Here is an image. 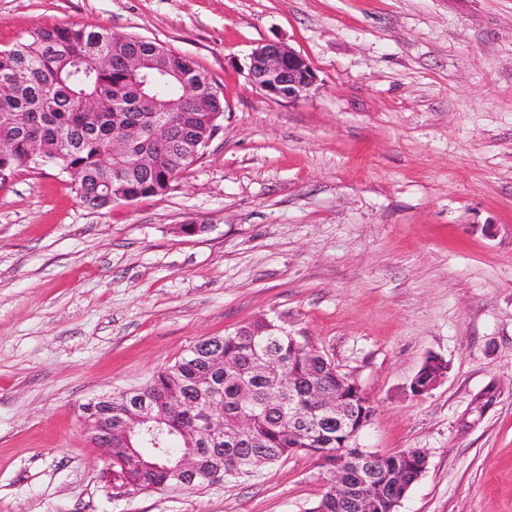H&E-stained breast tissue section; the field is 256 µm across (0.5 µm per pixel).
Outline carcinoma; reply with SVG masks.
I'll use <instances>...</instances> for the list:
<instances>
[{
	"label": "carcinoma",
	"mask_w": 512,
	"mask_h": 512,
	"mask_svg": "<svg viewBox=\"0 0 512 512\" xmlns=\"http://www.w3.org/2000/svg\"><path fill=\"white\" fill-rule=\"evenodd\" d=\"M152 41L139 37H117L101 27L38 28L24 40L0 50V139L14 142L15 152L0 160L11 175L32 167L25 145L38 139L56 148L46 164L63 173L78 175L75 185L84 204L101 208L108 204L100 196L103 189L137 197L161 195L172 178L174 153L193 128L204 130L205 112L224 111V99L214 101L209 78L195 62L178 57L153 54ZM148 55L142 75L135 78L126 69L128 55ZM99 55L110 57L104 69L78 70L74 60L93 61ZM156 99V111L173 117V140L155 145L146 135L149 112L141 98ZM98 103L97 114L90 116L83 100ZM143 115L136 139L137 148L155 155L149 172L127 169L120 181L112 182V137H130L121 114ZM291 374L294 386L283 388L278 378ZM319 383L336 386L335 365L305 337H292L273 319L259 317L223 336L196 343L174 364L158 371L147 382L159 400L175 399L182 409L170 422L153 434L146 433L133 447L149 468L141 471L132 461L126 444L112 443V481L117 487L129 485H165L177 482L168 470L171 460L185 448L196 447L193 438L179 428L194 425L207 428L212 419L221 421L224 436L207 446L198 476L189 479L186 489L207 485V476L215 471L223 479H244L297 453L318 452L337 456L343 468L354 466L352 456L358 449L336 437V425L312 412L309 391ZM252 415L249 431H239L238 419ZM299 414L308 415L313 437L310 441L293 438L288 429ZM136 415L134 399L118 391L112 394V425ZM389 472L406 473L408 480L418 478L427 465L422 448H405L387 455ZM336 473L328 474V487L311 512H336L330 484Z\"/></svg>",
	"instance_id": "carcinoma-1"
}]
</instances>
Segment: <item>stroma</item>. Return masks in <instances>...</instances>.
<instances>
[{
  "instance_id": "35a3bbf8",
  "label": "stroma",
  "mask_w": 512,
  "mask_h": 512,
  "mask_svg": "<svg viewBox=\"0 0 512 512\" xmlns=\"http://www.w3.org/2000/svg\"><path fill=\"white\" fill-rule=\"evenodd\" d=\"M82 26L191 57L223 129L131 203L87 208L50 166L0 180V512H311L314 456L127 491L80 421L264 315L358 382L362 448L426 450L399 512H512V0H0V48ZM269 40L308 60V96L249 83ZM430 357L447 374L413 396Z\"/></svg>"
}]
</instances>
